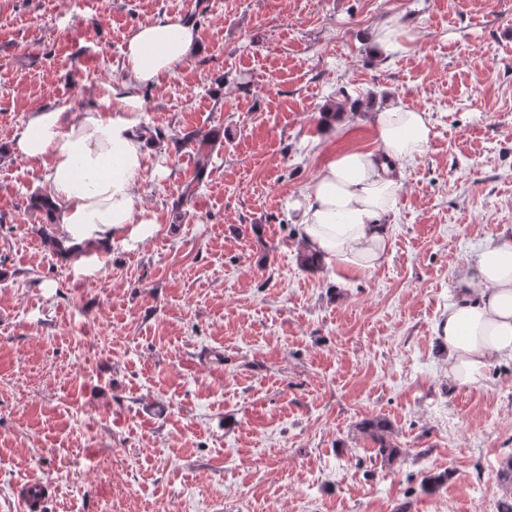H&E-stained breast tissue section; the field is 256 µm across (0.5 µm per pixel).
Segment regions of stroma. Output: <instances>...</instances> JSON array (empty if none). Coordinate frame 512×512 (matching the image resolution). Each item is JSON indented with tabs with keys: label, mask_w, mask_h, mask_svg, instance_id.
Returning <instances> with one entry per match:
<instances>
[{
	"label": "stroma",
	"mask_w": 512,
	"mask_h": 512,
	"mask_svg": "<svg viewBox=\"0 0 512 512\" xmlns=\"http://www.w3.org/2000/svg\"><path fill=\"white\" fill-rule=\"evenodd\" d=\"M194 14L198 48L142 92L166 148L141 184L154 232L76 269L42 243L28 200L48 169L13 139L119 87L137 26ZM390 15L414 39L374 51ZM393 100L434 129L386 259L302 266L290 200L376 148L362 116ZM337 104L351 121L326 129ZM192 130L216 146L178 210ZM0 145V512L29 479L43 512H498L512 361L454 384L438 326L458 270L512 235V0H0ZM376 416L389 465L358 429ZM358 428L378 445L375 453L376 460L381 459L383 463H392L401 456V449L392 443L388 437V434L391 433V427L386 419L364 420Z\"/></svg>",
	"instance_id": "stroma-1"
}]
</instances>
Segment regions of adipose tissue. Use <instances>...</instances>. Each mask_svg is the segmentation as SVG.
I'll return each instance as SVG.
<instances>
[{"label": "adipose tissue", "instance_id": "adipose-tissue-1", "mask_svg": "<svg viewBox=\"0 0 512 512\" xmlns=\"http://www.w3.org/2000/svg\"><path fill=\"white\" fill-rule=\"evenodd\" d=\"M197 46V28L181 18L139 25L125 45L117 95H103L96 106L71 116L60 107L28 114L13 151L47 166L44 192L68 244L104 243L122 233L133 241L152 235L153 225L134 221L143 205L147 162L157 155L156 141L140 130L141 91L174 74ZM368 120L376 148L337 155L292 202L307 251L358 276L385 260L404 164L423 155L433 129L429 113L397 101ZM455 290L439 336L450 379L474 386L492 359H512V237L488 238L458 272Z\"/></svg>", "mask_w": 512, "mask_h": 512}]
</instances>
